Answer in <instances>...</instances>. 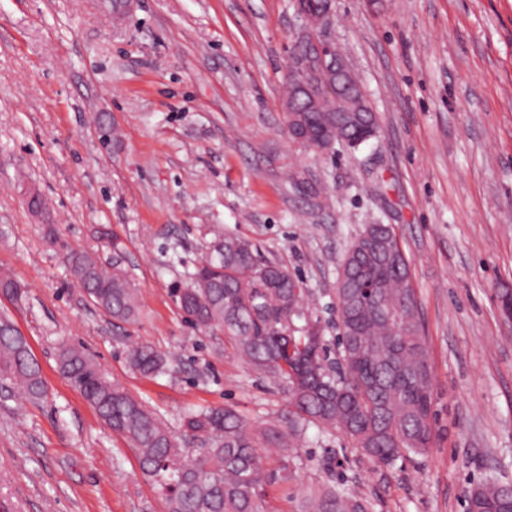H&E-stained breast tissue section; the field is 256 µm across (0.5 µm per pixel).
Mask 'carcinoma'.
Returning <instances> with one entry per match:
<instances>
[{"label":"carcinoma","mask_w":512,"mask_h":512,"mask_svg":"<svg viewBox=\"0 0 512 512\" xmlns=\"http://www.w3.org/2000/svg\"><path fill=\"white\" fill-rule=\"evenodd\" d=\"M362 122L330 121L311 112L307 121L328 143L353 138L363 144L378 130L370 103ZM379 235L373 249L361 233L351 242L336 284L337 316L350 312L356 330L336 337L343 373L327 368L317 325L304 320V289L288 270L263 258L240 236L224 234L207 246L206 257L187 272L176 302L203 329L224 328L235 354L252 369L287 386L288 421L255 426L232 407L200 408L169 426L72 343L57 350L59 373L92 405L112 431L126 437L138 454L142 474L165 497L166 512H266L267 488L294 479L301 460L295 442L307 426L342 429L377 465H392L428 451L433 439V369L406 283L407 258L395 230ZM65 260L88 299L112 319L136 320V289L118 260L103 264L96 253L71 249ZM0 295L23 296L20 283L0 274ZM128 367L143 376L165 372L168 359L154 347L135 343L126 350ZM0 381L20 395L43 400L41 366L28 340L11 320L0 317ZM280 448L286 460L269 463L267 449ZM506 485L480 483L469 496L468 512H503ZM372 503L324 483L305 512H371Z\"/></svg>","instance_id":"1"}]
</instances>
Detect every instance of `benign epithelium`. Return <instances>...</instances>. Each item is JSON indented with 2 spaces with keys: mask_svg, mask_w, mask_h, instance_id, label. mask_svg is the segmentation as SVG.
<instances>
[{
  "mask_svg": "<svg viewBox=\"0 0 512 512\" xmlns=\"http://www.w3.org/2000/svg\"><path fill=\"white\" fill-rule=\"evenodd\" d=\"M332 3L328 0L319 6L309 0H293L300 27L288 69L292 93L282 102L285 112H314L325 107L340 112L344 119L348 113L360 111L363 89L353 81L348 59L336 53L325 37L333 20Z\"/></svg>",
  "mask_w": 512,
  "mask_h": 512,
  "instance_id": "1",
  "label": "benign epithelium"
}]
</instances>
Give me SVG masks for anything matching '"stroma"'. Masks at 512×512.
I'll return each mask as SVG.
<instances>
[{"label": "stroma", "mask_w": 512, "mask_h": 512, "mask_svg": "<svg viewBox=\"0 0 512 512\" xmlns=\"http://www.w3.org/2000/svg\"><path fill=\"white\" fill-rule=\"evenodd\" d=\"M327 35L345 49L379 131L358 149L294 143L281 102L300 22L291 0H0V298L47 385L0 397V512H166L137 452L56 369L82 345L169 424L228 405L256 425L288 411L284 385L195 328L172 290L215 235L251 240L314 300L337 358L336 280L354 237L394 225L410 260L433 368L428 453L388 467L340 428L306 430L293 481L270 488L300 512L327 479L373 512H465L486 479L512 484V0H334ZM47 203L30 212L29 192ZM56 238L48 240L46 229ZM141 317L113 320L77 287L66 249L112 250ZM169 359L145 378L129 342Z\"/></svg>", "instance_id": "obj_1"}]
</instances>
